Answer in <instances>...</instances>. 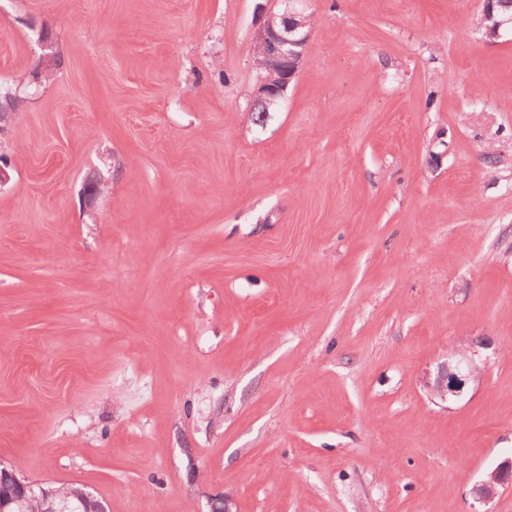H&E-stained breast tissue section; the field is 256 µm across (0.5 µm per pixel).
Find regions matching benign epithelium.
I'll return each instance as SVG.
<instances>
[{
	"label": "benign epithelium",
	"instance_id": "obj_1",
	"mask_svg": "<svg viewBox=\"0 0 512 512\" xmlns=\"http://www.w3.org/2000/svg\"><path fill=\"white\" fill-rule=\"evenodd\" d=\"M302 0H265L259 11V22L253 32V46L261 59L256 61L261 79L255 98L273 105L280 101L291 79L299 70L304 47L309 38V16L297 8ZM500 0H485L481 26L488 36L499 38L512 34V16L498 18ZM481 371L467 352L452 349L439 363L435 377L426 382L431 396L446 401L463 395L467 384L480 378ZM512 485V457L499 462L474 487L475 501L480 505L491 502L499 490ZM10 492L13 499L32 498L40 501L35 512H105L101 502L86 490H80L77 501L57 497L55 490L17 477L0 468V495ZM203 512H240L233 495L224 492L207 497Z\"/></svg>",
	"mask_w": 512,
	"mask_h": 512
}]
</instances>
